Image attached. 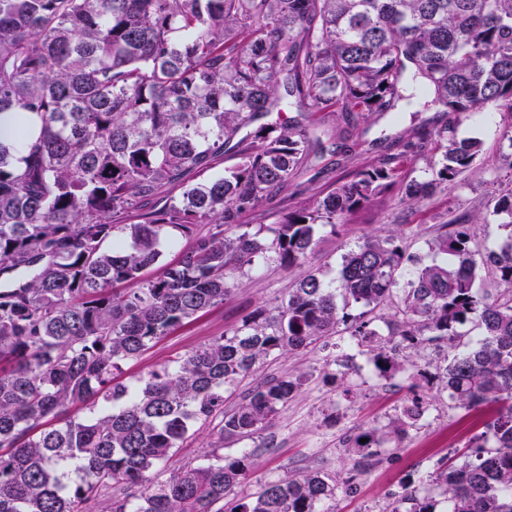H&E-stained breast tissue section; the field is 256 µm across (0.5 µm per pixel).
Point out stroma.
<instances>
[{"instance_id": "stroma-1", "label": "stroma", "mask_w": 512, "mask_h": 512, "mask_svg": "<svg viewBox=\"0 0 512 512\" xmlns=\"http://www.w3.org/2000/svg\"><path fill=\"white\" fill-rule=\"evenodd\" d=\"M436 117L435 109L419 103L396 123L379 116L358 122L346 135L348 157L327 153L317 158L322 170L319 178L302 174L287 191L245 214L243 223L253 227L271 223L308 202L330 182L400 153L402 139L413 128L433 124ZM511 126L512 117L503 113L492 117L474 114L460 128L461 135L483 143V155L473 174L449 186L424 208L402 202L399 190H391L335 230H322L304 265L288 268L269 263L239 276L223 304L153 345L126 366V376H144L235 329L257 307L276 305L308 271L317 270L325 280H335L342 255L366 237L396 236L407 252L427 261L431 258L429 244L441 233L443 224L462 216L472 221L478 248H494L502 231L489 214L504 180L501 156L512 144L503 132ZM410 356L422 371L414 380L400 372H378L369 347L351 344L346 337L333 338L324 346L274 354L240 384L224 407L232 409L257 383L282 376L301 378L302 384L287 406L250 440L222 441L213 425H196L184 447L159 467L157 476L165 479L201 462L220 442L224 455L243 450L252 454L249 477L236 487V497H249L270 479L318 472L337 486L335 499L327 503L329 512H386L404 490L426 484L437 466L462 464L470 439L483 430L489 417L485 408L467 410L450 399L436 378L442 361L433 348L411 350ZM416 396L427 405L420 427L407 437L385 441L370 466L354 468L349 454L354 438L372 429L386 431Z\"/></svg>"}]
</instances>
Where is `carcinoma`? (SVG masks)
Masks as SVG:
<instances>
[{"mask_svg": "<svg viewBox=\"0 0 512 512\" xmlns=\"http://www.w3.org/2000/svg\"><path fill=\"white\" fill-rule=\"evenodd\" d=\"M419 96L448 122L240 231L311 148L336 153L316 134L320 114L349 124ZM287 108L299 117L282 121ZM489 108L512 115V0H0V115L16 118L0 137V512H89L104 495L107 512H329L336 484L318 472L232 497L249 474L246 451L165 481L151 474L218 413L220 436L253 437L300 380L259 383L229 411L224 394L277 352L345 335L409 378L416 363L397 361L386 336L443 348L448 396L498 405L466 460L433 482L448 512H512V188L494 197L503 234L493 249L474 250L464 218L430 242L428 263L393 236L368 237L341 256L336 284L311 271L231 332L135 385L120 380L223 303L246 269L305 263L322 228L396 185L412 204L447 191L482 153L459 127ZM229 145L234 168L187 181ZM409 158L427 160L425 179L400 178ZM171 186L181 197L168 202ZM133 211L136 223L103 221ZM183 239L178 259L163 261ZM488 275L502 298L483 288ZM385 308L391 317L375 314ZM466 324L480 338L463 346ZM78 403L89 414H69ZM424 412L413 400L391 433L408 434ZM375 444L355 439V465ZM390 512L436 503L412 490Z\"/></svg>", "mask_w": 512, "mask_h": 512, "instance_id": "1", "label": "carcinoma"}]
</instances>
